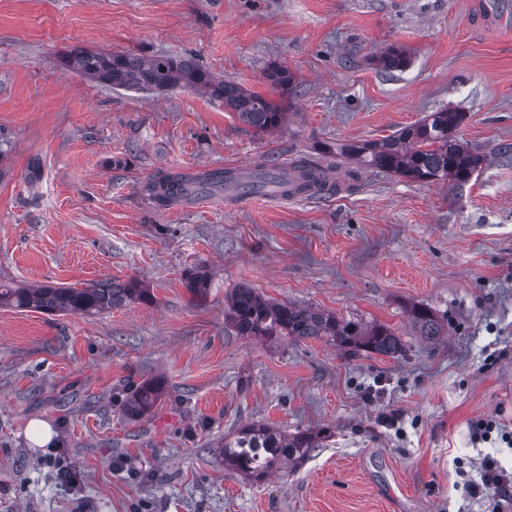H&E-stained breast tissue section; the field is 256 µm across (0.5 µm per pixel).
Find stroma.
<instances>
[{
  "mask_svg": "<svg viewBox=\"0 0 512 512\" xmlns=\"http://www.w3.org/2000/svg\"><path fill=\"white\" fill-rule=\"evenodd\" d=\"M0 0V282L77 288L137 279L152 301L93 317L0 307V512H493L464 499L486 454L470 423L512 430V0ZM405 47L409 66L368 59ZM80 46L190 55L271 95L296 88L271 134L194 91L134 92L65 68ZM485 162L466 183L376 170L340 192L284 203L225 192L152 205L161 173L300 157L379 140L439 109ZM207 267L204 297L184 279ZM393 328L401 355H350L322 340L270 344L224 319L233 288ZM430 308L448 334L415 336ZM165 392L138 418L129 388ZM384 383V395L364 390ZM399 414L398 429L381 414ZM52 432L40 445L28 424ZM260 422L327 441L295 473L225 470V434ZM82 474L64 487L48 463ZM269 86L275 90L283 92L292 87L295 82L293 73L288 67L283 65H273L264 74Z\"/></svg>",
  "mask_w": 512,
  "mask_h": 512,
  "instance_id": "obj_1",
  "label": "stroma"
}]
</instances>
